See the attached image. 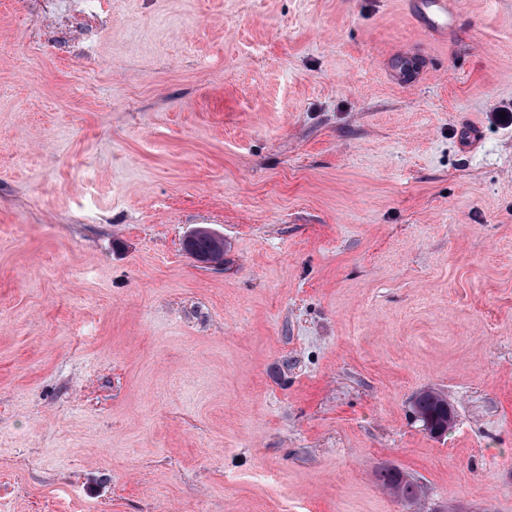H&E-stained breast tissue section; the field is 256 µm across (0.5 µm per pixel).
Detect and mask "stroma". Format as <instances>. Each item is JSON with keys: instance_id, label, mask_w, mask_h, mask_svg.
Listing matches in <instances>:
<instances>
[{"instance_id": "stroma-1", "label": "stroma", "mask_w": 512, "mask_h": 512, "mask_svg": "<svg viewBox=\"0 0 512 512\" xmlns=\"http://www.w3.org/2000/svg\"><path fill=\"white\" fill-rule=\"evenodd\" d=\"M455 6L0 0V512H512V0ZM405 9L429 35L439 40H448V30L455 20L454 2L447 0H404ZM201 234H208L211 239L215 243V248L212 252L200 255L195 252V242L198 235ZM212 240L208 238L207 235H203L198 242V247L201 250L208 249L210 245L212 244ZM222 241H224L221 236H217L214 231L210 229H196L194 230L185 240V245L188 251L194 255L201 263L206 265H218L222 263V257L224 253V246L222 244ZM414 408L423 425L446 428V430L451 427L452 416L448 410V401L437 392L433 390L419 392L414 401ZM376 477L384 488L404 501L413 502L419 496V485L407 479L402 472L397 469L379 471Z\"/></svg>"}]
</instances>
